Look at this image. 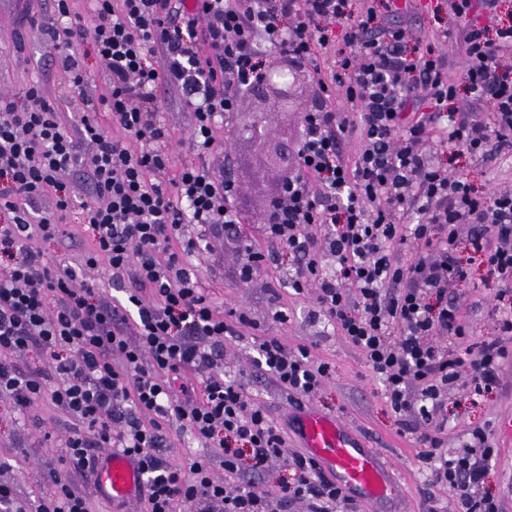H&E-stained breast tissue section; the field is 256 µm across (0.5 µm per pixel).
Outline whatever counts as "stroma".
I'll use <instances>...</instances> for the list:
<instances>
[{
  "mask_svg": "<svg viewBox=\"0 0 512 512\" xmlns=\"http://www.w3.org/2000/svg\"><path fill=\"white\" fill-rule=\"evenodd\" d=\"M52 6L53 0H0V91L19 92L36 81L50 96L67 89L64 73L41 67L39 59L44 50L28 22L32 16H49ZM160 117L175 138L172 164L180 166L190 157L186 138L193 116L184 109L178 95L170 93ZM217 139L206 162L216 175L233 182L245 237L240 240L199 224L183 225L181 233L187 238H205L208 243L207 249L190 259L203 287L213 291L224 309L243 308L253 321L239 335L224 339L222 363L226 377L238 380L282 426L289 452L302 451V411L290 404L268 375L255 368L254 361L257 343L268 337L278 338L292 351L308 346L315 361L330 366L331 375L307 408L339 419L358 443L373 449L390 466L394 491L377 499L359 497L361 512H422L429 498L441 510L452 504L448 490L430 483L420 457L424 446L418 435L399 433L395 416L385 403L384 388L370 373L360 351L324 317L315 315L312 292L297 295L289 288L288 275L300 263V256L282 251L268 253L263 234L264 209L267 200L280 190L281 173L261 168L254 143L234 137L228 125L219 126ZM443 162L449 169L464 173L477 190L492 194L512 191L510 155L482 162L448 154ZM66 222L69 236L44 245L43 250L77 266L89 238L77 211H70ZM252 251L265 254L266 259L248 283L239 284L240 268ZM469 256L467 244H460L457 257L463 261L468 277L452 285L448 295L460 305L469 333L477 339L495 333L496 285L482 266L470 262ZM278 311L283 313V320H275ZM470 380V374H463L448 392L447 448L460 449L467 431L491 430L497 456L484 488L498 500L500 512H512V436L504 434L501 427L504 419H512V361L502 365L500 382L490 393L474 395ZM69 423V418L47 400H36L27 414L17 416L11 413L9 401L0 398V459L10 464L9 469L0 470V480L13 482L23 498L41 496L48 471L62 466ZM157 454L171 464L184 466L207 458L215 477L224 475L219 456L173 425L166 428L165 441Z\"/></svg>",
  "mask_w": 512,
  "mask_h": 512,
  "instance_id": "1",
  "label": "stroma"
}]
</instances>
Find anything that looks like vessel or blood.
Here are the masks:
<instances>
[{"label":"vessel or blood","mask_w":512,"mask_h":512,"mask_svg":"<svg viewBox=\"0 0 512 512\" xmlns=\"http://www.w3.org/2000/svg\"><path fill=\"white\" fill-rule=\"evenodd\" d=\"M303 430L311 455L337 476L341 485L360 488L370 497L387 494L390 488L387 466L373 451L359 447L344 424L307 411L303 414ZM97 479L105 494L126 498L136 487L137 473L127 458L114 453L103 460Z\"/></svg>","instance_id":"b4317fda"}]
</instances>
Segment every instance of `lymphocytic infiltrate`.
<instances>
[{"instance_id":"lymphocytic-infiltrate-1","label":"lymphocytic infiltrate","mask_w":512,"mask_h":512,"mask_svg":"<svg viewBox=\"0 0 512 512\" xmlns=\"http://www.w3.org/2000/svg\"><path fill=\"white\" fill-rule=\"evenodd\" d=\"M92 2L85 18L56 0L54 19L38 29L49 61L68 78L65 94L48 99L38 84L20 96L0 91V257L8 261L0 272V397L20 414L44 398L67 415L64 461L82 479L112 450L129 457L148 512H211L217 503L224 512H358L317 460L286 455L281 428L217 370L225 337L250 320L220 311L187 266L200 243L181 236L185 224L237 232L233 187L204 158L218 124L280 50L311 65L318 99L303 116L286 201L264 225L274 250L303 258L288 285L313 292L318 315L361 352L400 432L425 445L431 481L452 492L456 512H499L480 490L496 455L489 431L472 430L458 451L446 449L445 437L448 391L463 370L480 395L512 358V192L476 194L439 158L512 153V14L498 12L499 0H448L467 61L455 83L433 38L380 23L375 0ZM86 44L103 68L107 126L87 108ZM169 92L194 117L193 157L176 170L171 132L157 118ZM348 137L359 145L352 160L342 150ZM74 174L89 187L78 205L68 187ZM48 196L54 208L40 209ZM74 207L90 240L85 266L131 282L136 318L71 264L31 248L65 236ZM462 233L498 285L496 336L463 349L466 325L448 301L449 285L467 277L454 257ZM401 247L411 252L408 263L393 258ZM322 253L335 273L320 265ZM30 347L41 366L18 368L12 355ZM255 366L298 407L330 376L308 347L291 351L275 337L259 343ZM190 372L201 376L202 396L177 398ZM173 423L218 450L223 480L204 462L157 456ZM279 460L292 479L271 489L257 482ZM0 512L92 508L52 471L34 504L0 481Z\"/></svg>"}]
</instances>
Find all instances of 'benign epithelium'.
<instances>
[{"instance_id":"obj_1","label":"benign epithelium","mask_w":512,"mask_h":512,"mask_svg":"<svg viewBox=\"0 0 512 512\" xmlns=\"http://www.w3.org/2000/svg\"><path fill=\"white\" fill-rule=\"evenodd\" d=\"M307 84L303 69L280 54L273 58L271 71L260 85L250 93V97L264 105L273 107L276 112H297L302 106V92ZM240 134H248L259 146V161L269 169L284 166L288 155L284 149L268 144L265 113L250 112L239 126Z\"/></svg>"}]
</instances>
